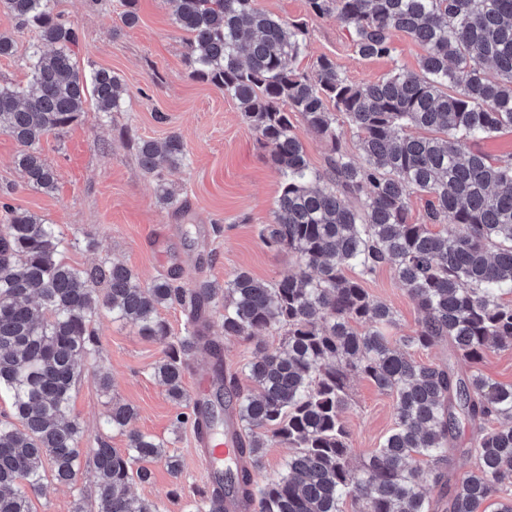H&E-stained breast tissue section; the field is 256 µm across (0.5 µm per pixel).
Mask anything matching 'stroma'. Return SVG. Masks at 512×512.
<instances>
[{
	"instance_id": "35a3bbf8",
	"label": "stroma",
	"mask_w": 512,
	"mask_h": 512,
	"mask_svg": "<svg viewBox=\"0 0 512 512\" xmlns=\"http://www.w3.org/2000/svg\"><path fill=\"white\" fill-rule=\"evenodd\" d=\"M258 5L278 17L305 22L303 69L327 56L349 80L362 82L396 64L411 71L418 68L421 50L403 33L393 37L394 59L368 61L353 53L345 25L336 16L310 13L307 0H258ZM55 10L78 32L75 52L81 66L119 75L129 106L105 114L86 103L64 135L43 140V154L56 171V188L49 194L24 185L14 164L18 146L0 133V196L54 224L65 243L64 261L77 268L119 262L144 283L173 270L187 286L199 279L221 283L240 270L272 281L291 269L294 256L268 249L260 238L262 227L273 219L280 175L236 102L192 76L184 34L165 0H138L140 20L132 28L122 27L119 19L123 0H55ZM0 32L13 35L16 43L14 56L0 57V83H26L25 61L38 38L36 30L20 27L2 10ZM174 132L185 143L188 163L166 172L165 178L185 204L182 216L159 205L156 182L141 171L134 149L135 140L161 141ZM88 240L100 242V250H87ZM363 286L393 308L400 332L417 326L422 314L389 266L380 267ZM94 328L101 363L112 375V392L102 394L94 367L86 368L71 402L86 445L102 436L111 447L125 448L126 438L106 433L103 418L109 400L131 404L137 411L135 428L164 441L166 452L179 455L183 463L175 477L163 461L154 462L152 480L133 483V494L156 503L160 512H189L209 475L197 453L192 426L174 425L182 405L167 398L153 375L165 342L139 335L107 314L96 319ZM283 339L282 332L272 329L225 341L224 367L238 375L242 389H251L244 365L258 357L259 346L277 347ZM349 394L345 421L358 465L393 429L394 401L358 375L349 379Z\"/></svg>"
}]
</instances>
